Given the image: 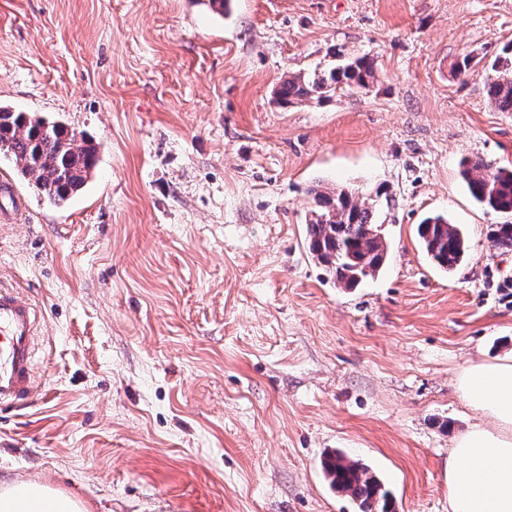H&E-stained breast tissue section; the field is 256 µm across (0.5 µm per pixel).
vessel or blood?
Wrapping results in <instances>:
<instances>
[{
    "instance_id": "obj_1",
    "label": "vessel or blood",
    "mask_w": 512,
    "mask_h": 512,
    "mask_svg": "<svg viewBox=\"0 0 512 512\" xmlns=\"http://www.w3.org/2000/svg\"><path fill=\"white\" fill-rule=\"evenodd\" d=\"M37 314L17 293L0 289V404L34 395Z\"/></svg>"
}]
</instances>
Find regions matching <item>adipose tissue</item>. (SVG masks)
I'll list each match as a JSON object with an SVG mask.
<instances>
[{
	"instance_id": "adipose-tissue-1",
	"label": "adipose tissue",
	"mask_w": 512,
	"mask_h": 512,
	"mask_svg": "<svg viewBox=\"0 0 512 512\" xmlns=\"http://www.w3.org/2000/svg\"><path fill=\"white\" fill-rule=\"evenodd\" d=\"M456 390L478 415L448 456V512H512V356L474 363ZM0 512H85L80 500L38 482L0 478Z\"/></svg>"
}]
</instances>
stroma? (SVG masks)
<instances>
[{
  "label": "stroma",
  "mask_w": 512,
  "mask_h": 512,
  "mask_svg": "<svg viewBox=\"0 0 512 512\" xmlns=\"http://www.w3.org/2000/svg\"><path fill=\"white\" fill-rule=\"evenodd\" d=\"M510 44L512 0H0V106L97 150L62 206L0 160V287L39 310V392L0 405V474L87 512H356L322 473L339 450L396 512H448L475 421L456 378L512 355L504 218L460 174L512 166L486 94ZM364 55L368 88L276 102ZM316 184L395 200L359 287L308 251ZM432 213L468 238L448 274L418 242Z\"/></svg>",
  "instance_id": "obj_1"
}]
</instances>
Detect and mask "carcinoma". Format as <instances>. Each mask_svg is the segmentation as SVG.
<instances>
[{
	"mask_svg": "<svg viewBox=\"0 0 512 512\" xmlns=\"http://www.w3.org/2000/svg\"><path fill=\"white\" fill-rule=\"evenodd\" d=\"M503 62L500 76L487 85L492 103L512 112V68ZM376 73L367 56L339 61L311 73L285 79L276 91L284 105L327 98L338 91L365 89ZM12 160L20 176L61 206L79 193L96 164V148L86 135L59 122L31 117L0 107V157ZM461 175L471 196L481 205L506 217L512 215V168H491L480 161L463 163ZM314 208L307 224L309 249L343 288H356L380 272L388 260L387 241L380 236L382 216L391 205L381 190L366 200L348 191L311 190ZM418 236L429 260L451 271L465 259L468 245L463 230L443 215L426 217ZM495 248L512 251V222L496 224L489 233ZM325 476L332 489L356 502L359 512H392L391 496L382 482L362 463L339 451L326 456Z\"/></svg>",
	"mask_w": 512,
	"mask_h": 512,
	"instance_id": "obj_1",
	"label": "carcinoma"
}]
</instances>
